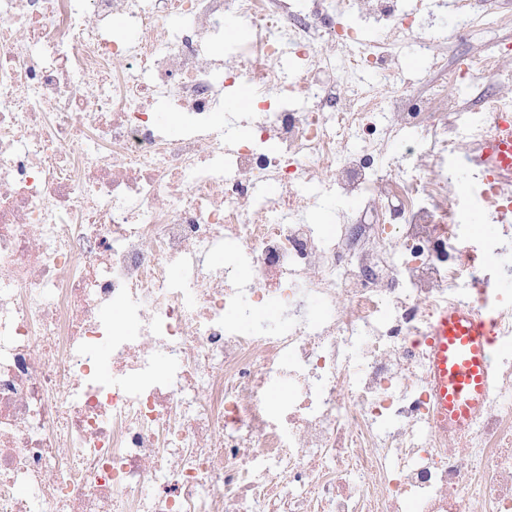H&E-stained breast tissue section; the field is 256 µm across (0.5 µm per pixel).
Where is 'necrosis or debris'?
<instances>
[{
	"label": "necrosis or debris",
	"instance_id": "4bbe7bcc",
	"mask_svg": "<svg viewBox=\"0 0 512 512\" xmlns=\"http://www.w3.org/2000/svg\"><path fill=\"white\" fill-rule=\"evenodd\" d=\"M452 16L455 56L402 0H0V512H512V227L467 217L512 182L454 178L512 12ZM488 297L441 425L429 326Z\"/></svg>",
	"mask_w": 512,
	"mask_h": 512
}]
</instances>
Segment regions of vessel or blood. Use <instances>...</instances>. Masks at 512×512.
I'll return each mask as SVG.
<instances>
[{
	"instance_id": "b4317fda",
	"label": "vessel or blood",
	"mask_w": 512,
	"mask_h": 512,
	"mask_svg": "<svg viewBox=\"0 0 512 512\" xmlns=\"http://www.w3.org/2000/svg\"><path fill=\"white\" fill-rule=\"evenodd\" d=\"M480 173L497 177L512 168V116L496 117L491 131L472 153ZM495 347L493 318L471 307L443 311L431 326V372L441 414L460 416L489 388L488 357Z\"/></svg>"
}]
</instances>
